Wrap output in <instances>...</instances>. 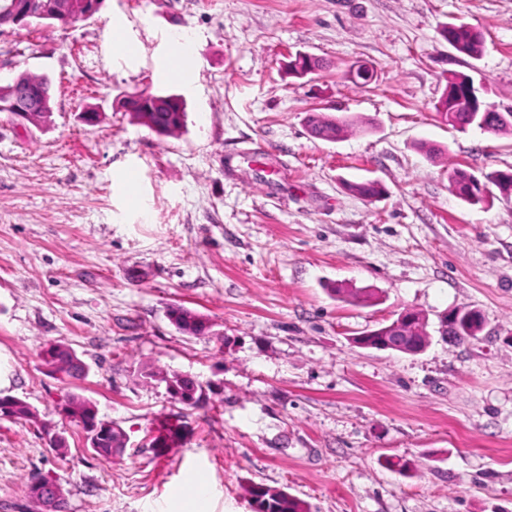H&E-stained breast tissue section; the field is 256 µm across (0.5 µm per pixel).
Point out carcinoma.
Instances as JSON below:
<instances>
[{"label": "carcinoma", "mask_w": 512, "mask_h": 512, "mask_svg": "<svg viewBox=\"0 0 512 512\" xmlns=\"http://www.w3.org/2000/svg\"><path fill=\"white\" fill-rule=\"evenodd\" d=\"M441 37L459 53L478 59L485 51L483 34L475 28L461 24L448 25L440 30ZM16 80L26 84L25 95L14 101L0 97V112L12 111V106L35 107L41 112L52 111V84L45 77L28 74L16 76ZM467 75L453 73L437 106V112L449 125L460 130L476 127L483 132L512 135V112H485L483 108H467L461 99L466 97ZM131 113L151 131L158 135H169L180 130L185 124L186 112L183 102L176 96L168 95L158 100L150 95L135 102ZM311 135L315 138L335 141L342 137L351 123L342 119H330L319 112L307 118ZM455 195L471 206L484 207L489 204L487 184L495 185L500 193L512 195V170L495 171L479 179L463 169H455L449 176ZM349 192L365 198L377 199L384 195L381 182L365 179L346 184ZM176 328L188 336L205 334L202 316L177 307L170 313ZM483 315L478 310H463L454 314L442 324V334L458 339L477 336L483 328ZM55 361L60 371L72 379H80L85 374V365L75 357V352L63 345L54 348ZM175 393L171 399L189 408H197L200 403L199 381L191 375L176 374L172 377ZM31 406L22 399L10 395H0V415L16 420H30ZM67 419L76 423L86 434L90 448L100 457L112 458L121 452L120 443L124 431L111 421L99 418L96 406L78 395L70 396V411ZM252 504L258 512H308V506L280 487L256 484L250 489Z\"/></svg>", "instance_id": "1"}]
</instances>
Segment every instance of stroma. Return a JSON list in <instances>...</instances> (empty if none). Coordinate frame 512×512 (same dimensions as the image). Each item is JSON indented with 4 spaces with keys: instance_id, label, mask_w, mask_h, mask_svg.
Wrapping results in <instances>:
<instances>
[{
    "instance_id": "stroma-1",
    "label": "stroma",
    "mask_w": 512,
    "mask_h": 512,
    "mask_svg": "<svg viewBox=\"0 0 512 512\" xmlns=\"http://www.w3.org/2000/svg\"><path fill=\"white\" fill-rule=\"evenodd\" d=\"M460 22L481 59L440 37ZM179 31L182 79L164 65ZM299 52L320 69L289 76ZM452 72L512 110V0H104L66 29H0V80L45 76L53 96L45 124L0 113V392L42 418H0V512H41L38 474L68 512H253V483L310 512H512V196L480 208L449 182L512 170V136L442 120ZM160 91L185 103L168 136L117 106ZM311 112L357 126L322 141ZM362 179L385 195L346 189ZM340 284L375 300L336 299ZM174 306L209 332L180 333ZM472 308L479 336L438 335ZM407 309L428 318L424 352L355 344ZM57 344L85 377L45 360ZM174 373L206 384L201 407L169 397ZM68 394L124 430L120 455L57 414ZM193 467L206 486L177 492ZM44 476H36L30 481L28 485V493L31 498L38 501L41 504V492L39 488V482ZM41 486L48 492L47 497V509L51 512H60L62 506L60 498V485L52 478L47 476L41 480Z\"/></svg>"
}]
</instances>
